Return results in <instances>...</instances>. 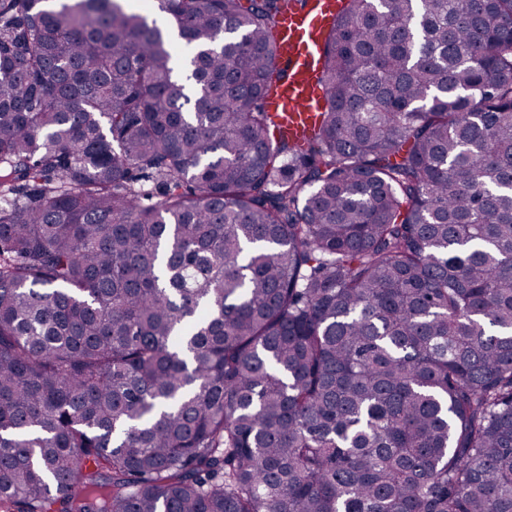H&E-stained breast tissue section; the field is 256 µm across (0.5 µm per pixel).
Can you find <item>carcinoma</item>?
<instances>
[{"instance_id":"carcinoma-1","label":"carcinoma","mask_w":512,"mask_h":512,"mask_svg":"<svg viewBox=\"0 0 512 512\" xmlns=\"http://www.w3.org/2000/svg\"><path fill=\"white\" fill-rule=\"evenodd\" d=\"M283 2L0 0V512H512V0H341L301 144Z\"/></svg>"}]
</instances>
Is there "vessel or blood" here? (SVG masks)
<instances>
[{"mask_svg": "<svg viewBox=\"0 0 512 512\" xmlns=\"http://www.w3.org/2000/svg\"><path fill=\"white\" fill-rule=\"evenodd\" d=\"M338 9V0H307L302 7L290 2L272 30L284 73L266 107L276 114L279 133L288 138H300L324 107L325 89L319 80L321 50Z\"/></svg>", "mask_w": 512, "mask_h": 512, "instance_id": "b4317fda", "label": "vessel or blood"}]
</instances>
